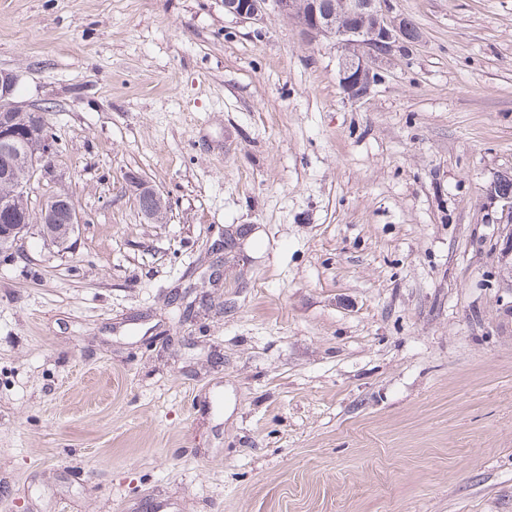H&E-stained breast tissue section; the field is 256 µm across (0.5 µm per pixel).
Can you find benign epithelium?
I'll use <instances>...</instances> for the list:
<instances>
[{
  "label": "benign epithelium",
  "instance_id": "7a95c632",
  "mask_svg": "<svg viewBox=\"0 0 512 512\" xmlns=\"http://www.w3.org/2000/svg\"><path fill=\"white\" fill-rule=\"evenodd\" d=\"M391 0H336V6L328 10L322 0H224V12L254 24L264 21L269 9L293 22L302 37L309 41L329 39L341 48L339 76L343 92L352 100L364 97L372 84L380 77L379 64L394 52L417 43L420 36L407 33L403 18L392 15ZM16 76L0 70V177L9 178L19 166H39L48 172L49 158L55 152L53 139L47 126L38 116L42 108L31 109L33 120L19 128L14 123V113L21 108L13 101ZM27 141H36L42 146L39 161L31 160L22 152ZM512 179L504 174L491 184L490 197L500 205L501 214L507 223H512V196L500 191L499 186ZM61 213L67 214V236L87 222L73 197L58 193L48 204L42 206L37 224H56ZM0 246L17 244L30 223L29 217L10 214L8 206L0 203Z\"/></svg>",
  "mask_w": 512,
  "mask_h": 512
}]
</instances>
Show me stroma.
Masks as SVG:
<instances>
[{"mask_svg": "<svg viewBox=\"0 0 512 512\" xmlns=\"http://www.w3.org/2000/svg\"><path fill=\"white\" fill-rule=\"evenodd\" d=\"M392 5L351 100L274 12L0 0L88 218L0 255V512H512V0ZM512 179V175L504 174L500 175L496 178V180L491 184L489 194L490 197L494 200V203H499L501 214L504 217V220L507 221V224L512 223V196L510 194H504L500 191L499 186L507 181ZM129 179L131 182L137 184L138 190H139V192H138L139 196L152 197L154 200L160 199V201L162 202V196H160V193L155 188H153L151 185H149L147 182L141 181L138 178H136L135 176H130ZM139 196H137V202H138V207H139L140 211L143 212V214H144L145 208L150 209V210H152L153 214L155 215L156 220L162 221L166 214L165 207H161L160 205L157 204V202H155L153 200L144 199Z\"/></svg>", "mask_w": 512, "mask_h": 512, "instance_id": "1", "label": "stroma"}]
</instances>
